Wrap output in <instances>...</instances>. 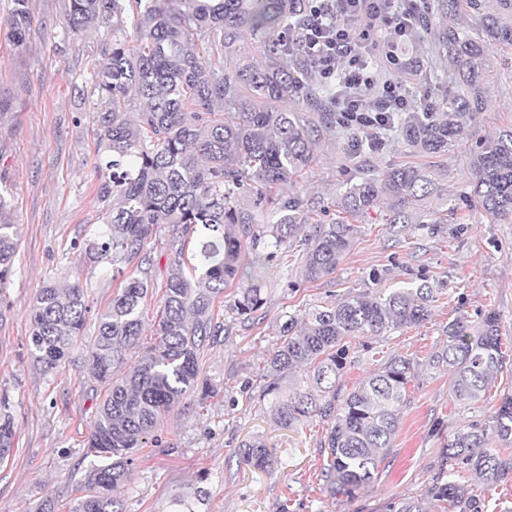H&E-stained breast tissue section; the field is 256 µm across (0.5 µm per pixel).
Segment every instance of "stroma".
<instances>
[{
    "label": "stroma",
    "instance_id": "obj_1",
    "mask_svg": "<svg viewBox=\"0 0 512 512\" xmlns=\"http://www.w3.org/2000/svg\"><path fill=\"white\" fill-rule=\"evenodd\" d=\"M66 4L27 0L31 25L18 42L6 28L13 0H0V182L11 191L8 212L20 227L11 273L0 287V396L9 399L15 429L13 450L0 463V512H72L84 494L90 466L84 444L106 390L88 370L95 321L87 322L60 370L44 371L29 350V310L46 280L79 281L95 311L114 291L103 265L77 260L98 227L99 183L93 104L81 93V75L101 59L108 40L93 29L64 38ZM415 50L426 76L384 64L381 74L406 84L415 97L441 100L451 78L447 61L425 39H417ZM486 83L479 118L442 154L416 151L396 123L383 130L385 146L377 152L352 153L346 128L323 133L314 163L298 179L303 198L316 203V222L335 221L337 194L366 167H425L438 195L423 204L420 223L393 232L383 209L371 211L354 223L352 246L335 273L312 282L299 274L312 226L297 225L293 251L264 265V303L251 318L234 309L238 286L226 288L214 307L224 330L199 359L200 377L213 394L203 404L184 398L164 414L156 436L136 453L130 480L114 491L127 512H179L176 500L194 499L199 489L207 497L195 512H391L432 487L448 437L470 423L489 422L504 396L512 395V223L480 209L470 155L479 142L512 127V50L492 51ZM435 215L447 216V223H432ZM423 277L437 290L428 320L353 341L342 391L361 385L385 357L410 359L416 373L374 482L353 496L331 495L321 475L327 456L319 451L327 425L315 417L288 430L270 420L259 388L264 360L281 343L288 316ZM490 312L498 318L505 364L483 400H453L448 369L433 357L446 345L449 322L463 317L476 324ZM254 437L271 450V470L240 462L241 442Z\"/></svg>",
    "mask_w": 512,
    "mask_h": 512
}]
</instances>
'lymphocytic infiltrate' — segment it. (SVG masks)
Wrapping results in <instances>:
<instances>
[{
	"instance_id": "lymphocytic-infiltrate-1",
	"label": "lymphocytic infiltrate",
	"mask_w": 512,
	"mask_h": 512,
	"mask_svg": "<svg viewBox=\"0 0 512 512\" xmlns=\"http://www.w3.org/2000/svg\"><path fill=\"white\" fill-rule=\"evenodd\" d=\"M304 25L289 35L320 78L335 87L332 110L338 124L354 134L351 149H383L380 135L388 113L432 112L430 99L416 100L403 84L379 81L378 59L399 69L415 68L402 59L400 44L417 30L428 0H310Z\"/></svg>"
}]
</instances>
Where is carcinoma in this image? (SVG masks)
<instances>
[{"label": "carcinoma", "instance_id": "cac0c4a2", "mask_svg": "<svg viewBox=\"0 0 512 512\" xmlns=\"http://www.w3.org/2000/svg\"><path fill=\"white\" fill-rule=\"evenodd\" d=\"M65 37L103 28L111 44L102 62L84 75L86 96L104 103L94 116L97 138V200L103 229L88 244L93 263L121 276L120 291L97 312L98 331L89 370L110 382L87 437L97 458L86 494L73 512H125L112 491L130 476L131 455L144 447L162 413L193 393L199 358L224 326L214 306L234 281L244 283L235 304L250 315L262 303L259 270L286 245L285 228L305 224L307 208L296 177L314 161L317 133L336 125L328 111L332 89L304 86V57L288 48V34L307 14L306 0H68ZM29 23L26 0H14L7 20L20 39ZM433 35L448 60L453 81L435 112L415 111L402 120L405 140L424 155L448 150L485 101L484 73L497 46L512 47V0H434L419 26ZM259 43L262 60L248 42ZM314 112L318 121L306 120ZM475 192L481 209L512 220V129L487 139L473 156ZM436 191L429 171L404 165L367 172L338 198L340 217L314 230L301 268L306 281L336 271L351 245L350 224L380 202L389 224H407L417 206ZM0 187V284L16 250V225ZM247 194L252 203L240 202ZM268 219L257 225L256 211ZM165 228L182 241L169 259L160 299L155 343L126 374L112 369L142 335L146 298L153 286L142 265L145 247ZM142 276H137V273ZM433 288H376L317 309L304 325L288 316L283 343L265 360L263 397L270 415L292 429L310 418L331 424L324 439V478L338 495L368 486L392 447L413 376L410 360L393 356L366 383L344 393L339 381L351 339L390 336L426 321ZM91 312L78 281L44 285L32 306L30 354L50 372L60 366L83 334ZM448 345L434 357L451 374L457 400L483 399L503 367L498 319L488 314L474 328L448 323ZM304 379L288 382L295 369ZM0 399V462L13 449L14 427ZM512 444V396L503 398L488 426L471 424L443 445L449 479L436 478L427 495L457 512H482L461 471L492 488L512 475V456L488 447L490 436ZM244 464L272 468L261 439L239 448Z\"/></svg>", "mask_w": 512, "mask_h": 512}]
</instances>
